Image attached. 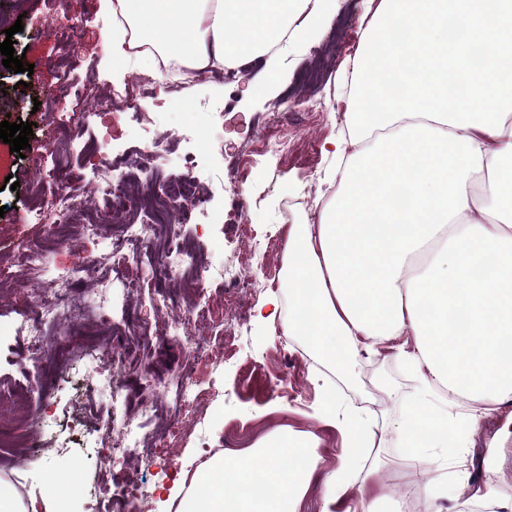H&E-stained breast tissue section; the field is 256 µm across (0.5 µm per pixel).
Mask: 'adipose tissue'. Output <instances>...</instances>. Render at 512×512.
<instances>
[{
	"label": "adipose tissue",
	"instance_id": "obj_1",
	"mask_svg": "<svg viewBox=\"0 0 512 512\" xmlns=\"http://www.w3.org/2000/svg\"><path fill=\"white\" fill-rule=\"evenodd\" d=\"M336 0H107L102 46L127 65L145 51L194 69L269 56L258 82L303 33L300 15ZM348 137L332 140L335 193L313 224L288 233L285 335L346 371L363 339H414L402 359L423 390L398 423L417 473L452 428L433 413L435 387L464 388L479 414L512 402V0H381L349 81ZM367 425L343 426L345 455L322 512H389L354 487ZM281 433L247 452L216 453L169 492L175 512H298L311 448Z\"/></svg>",
	"mask_w": 512,
	"mask_h": 512
}]
</instances>
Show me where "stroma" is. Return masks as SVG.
<instances>
[{
    "instance_id": "35a3bbf8",
    "label": "stroma",
    "mask_w": 512,
    "mask_h": 512,
    "mask_svg": "<svg viewBox=\"0 0 512 512\" xmlns=\"http://www.w3.org/2000/svg\"><path fill=\"white\" fill-rule=\"evenodd\" d=\"M378 3L337 0L335 13L318 22L315 33L292 41L285 58L287 79L263 96L245 95V82H229L223 71L214 70L196 81L178 84L169 96L143 103L145 111L175 113L176 126H193L208 136L203 145L172 136L163 142L166 162L150 161L146 167L160 184L191 179L201 170L212 175L210 205L224 212L226 223H198L196 212L190 210L181 214L179 230L183 238L197 240L210 268L197 303L205 307L231 295L236 298L234 308L225 312L224 323L210 329L214 335L226 328L234 330L235 353L198 366L202 390L214 392L215 397L196 409L194 426L185 428L165 470L140 461L110 473L102 470V425L112 401L131 396L143 375L154 379L149 396L174 401L177 380L194 365L190 344L158 338L142 361L115 370L116 382L109 391L94 380L73 386L62 371L78 351L94 350L108 361L122 355L130 342L128 336L112 335L100 324L94 308L98 296H106L108 309L118 321L135 314L151 298L177 297L178 282L149 277L142 288L132 290L108 266L101 269L97 280L75 282L72 297L85 313L49 328L51 344L34 366L20 363L23 343L13 331L32 293V276L0 271V441L10 445L8 460L0 459V476L22 498L51 493L68 498L72 512H91L87 487L108 482L112 512H132L125 492L129 484L138 482L151 492L150 512H164L166 489L178 473L196 470L203 463V447L239 453L274 432L288 431L316 441L318 466L298 512H321L322 487L344 454L339 424L359 411L370 417L362 450L366 464L375 469L370 484L397 505L411 498L423 512H459L462 500L456 484L461 474L469 491L485 498L512 496V462L500 465L490 456L499 428L512 418V404L470 426L466 423L469 401L461 396L450 398L443 412L457 425L458 435L457 449L448 455L449 488L423 492L406 477L413 455L395 430L421 387L416 370L400 356L401 348H412V337L401 336L380 345L364 342L351 354L348 372L338 375L320 357L307 354L299 339L286 336L281 321L270 323L258 317L270 294H277L283 302L288 299L289 229L316 217L331 193L325 180L331 159L325 149L346 123L341 108L348 102V90L342 75L350 67L349 56L339 49L344 39L340 24L346 21L366 31ZM89 13L88 0H0V42L8 38L6 29L22 22L23 31L10 38L16 53L24 54L26 63L34 67L33 75L25 80L10 69L0 70V122L12 116L34 125L31 146L23 154L12 153L9 145L0 142V254L24 243L40 247L53 265L61 266L67 262L68 248L81 243L77 225H68L64 234L54 237L47 225L33 222L31 185H40L48 197L76 175L89 214L101 215L109 208L89 176L91 152L104 132L102 126L81 130L84 148L60 162L59 183L45 181L43 159L33 149L50 132L54 110L73 107L72 102L50 98L58 66L72 65L77 56L95 61L98 85L110 94L122 93L145 67L140 60L115 68L102 48L103 21L90 19ZM83 17L88 23L78 42L45 34L47 27L67 28ZM83 75V68L73 67L72 78L79 80ZM283 111L295 114L294 128L285 131L279 126L277 115ZM268 132L287 133L295 152L281 159L262 156L259 141ZM240 164L247 166L249 178L238 186L230 182L228 171ZM9 180L16 182V189L6 188ZM241 198L249 203L244 213L237 207ZM271 272L276 281L270 285L266 277ZM244 274L258 283L256 292H234L236 279ZM327 385L336 398L332 424L315 413ZM75 415L84 432L79 448L82 469L74 478V488L52 490L48 476L71 459L52 442L70 440L69 424Z\"/></svg>"
}]
</instances>
